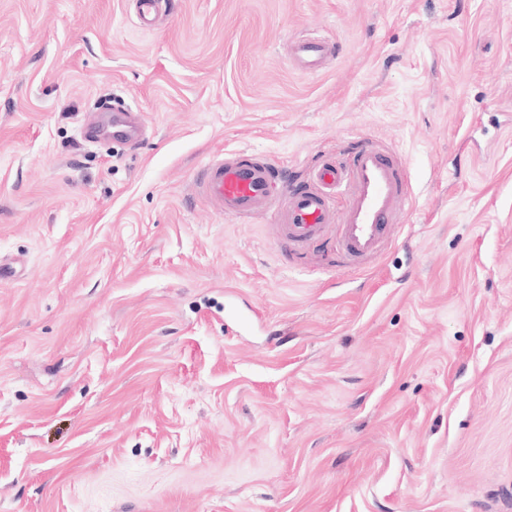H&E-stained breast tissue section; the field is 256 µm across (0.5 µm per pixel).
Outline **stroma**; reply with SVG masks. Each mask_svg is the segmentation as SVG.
<instances>
[{"label":"stroma","instance_id":"stroma-1","mask_svg":"<svg viewBox=\"0 0 512 512\" xmlns=\"http://www.w3.org/2000/svg\"><path fill=\"white\" fill-rule=\"evenodd\" d=\"M108 96L139 147L82 140ZM369 137L414 198L358 271L194 191L238 149L303 187ZM13 257L0 512H512V0H165L150 30L0 0ZM338 48L335 42L319 37H305L289 46L291 60L306 72H319L335 58Z\"/></svg>","mask_w":512,"mask_h":512}]
</instances>
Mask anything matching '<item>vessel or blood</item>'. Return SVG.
Returning <instances> with one entry per match:
<instances>
[{
	"instance_id": "1",
	"label": "vessel or blood",
	"mask_w": 512,
	"mask_h": 512,
	"mask_svg": "<svg viewBox=\"0 0 512 512\" xmlns=\"http://www.w3.org/2000/svg\"><path fill=\"white\" fill-rule=\"evenodd\" d=\"M160 2L134 0L139 26L156 24ZM337 53L335 42L319 37H305L289 47L291 59L311 73L323 70ZM140 130L139 113L126 109L113 113V141L138 144ZM198 187L225 217L248 222L273 215L288 247L326 239L354 264L381 252L392 229L403 225L413 199L402 167L375 139L364 141L345 164L316 169L306 189H293L269 160L242 150L208 162Z\"/></svg>"
}]
</instances>
